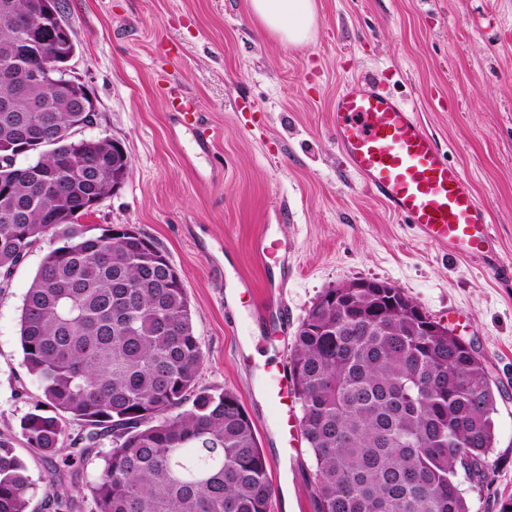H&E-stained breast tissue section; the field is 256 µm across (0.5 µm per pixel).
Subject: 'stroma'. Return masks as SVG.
<instances>
[{"instance_id":"35a3bbf8","label":"stroma","mask_w":512,"mask_h":512,"mask_svg":"<svg viewBox=\"0 0 512 512\" xmlns=\"http://www.w3.org/2000/svg\"><path fill=\"white\" fill-rule=\"evenodd\" d=\"M312 41L283 45L248 0H62L76 44L69 63L92 97L85 137L119 141L130 159L120 189L85 224L130 225L180 274L203 352L198 384L235 394L254 424L277 496L314 512L307 446L284 455L252 402L253 369H291L296 332L323 291L382 280L472 342L501 395L495 469L466 487L471 512L512 496V278L439 250L365 193L336 148L331 99L372 76L418 112L493 217L512 265V0H317ZM195 100L197 124L166 97ZM293 242L280 309L261 321L274 275L256 258L261 235ZM44 255L35 248L0 293V430L17 429L39 395L22 365L20 313ZM251 285L224 308V275ZM283 340L280 353L266 339Z\"/></svg>"}]
</instances>
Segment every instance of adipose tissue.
Listing matches in <instances>:
<instances>
[{
    "instance_id": "obj_1",
    "label": "adipose tissue",
    "mask_w": 512,
    "mask_h": 512,
    "mask_svg": "<svg viewBox=\"0 0 512 512\" xmlns=\"http://www.w3.org/2000/svg\"><path fill=\"white\" fill-rule=\"evenodd\" d=\"M249 13L283 43L298 47L317 25V0H249Z\"/></svg>"
}]
</instances>
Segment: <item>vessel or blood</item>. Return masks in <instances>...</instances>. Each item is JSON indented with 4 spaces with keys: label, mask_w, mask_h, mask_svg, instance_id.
Returning a JSON list of instances; mask_svg holds the SVG:
<instances>
[{
    "label": "vessel or blood",
    "mask_w": 512,
    "mask_h": 512,
    "mask_svg": "<svg viewBox=\"0 0 512 512\" xmlns=\"http://www.w3.org/2000/svg\"><path fill=\"white\" fill-rule=\"evenodd\" d=\"M332 107L338 150L363 190L403 223L415 225L427 242L478 261L494 275L505 273L488 209L413 107L367 77L344 81ZM254 249L263 265L283 266L280 242L262 236ZM253 399L269 409L271 434L285 448H294L299 421L287 375L264 369Z\"/></svg>",
    "instance_id": "b4317fda"
}]
</instances>
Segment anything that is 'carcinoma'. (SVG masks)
Returning a JSON list of instances; mask_svg holds the SVG:
<instances>
[{"instance_id":"obj_1","label":"carcinoma","mask_w":512,"mask_h":512,"mask_svg":"<svg viewBox=\"0 0 512 512\" xmlns=\"http://www.w3.org/2000/svg\"><path fill=\"white\" fill-rule=\"evenodd\" d=\"M17 30L0 10V99L17 98L25 68L4 69ZM45 112H0V292L44 240L55 243L23 300V366L41 397L0 432V512H271L273 487L238 397L198 386L203 353L182 279L146 235L81 224L112 193V141L73 139L93 116L41 87ZM45 150L16 163L20 130ZM71 160L80 175L61 172ZM400 288L325 290L292 347L301 434L314 464V512H470L459 488L494 470L495 384L474 346L448 327L427 335ZM81 432L72 437L68 426ZM62 465L33 476L16 449ZM110 447L103 450V441ZM94 479L79 482L91 455Z\"/></svg>"}]
</instances>
